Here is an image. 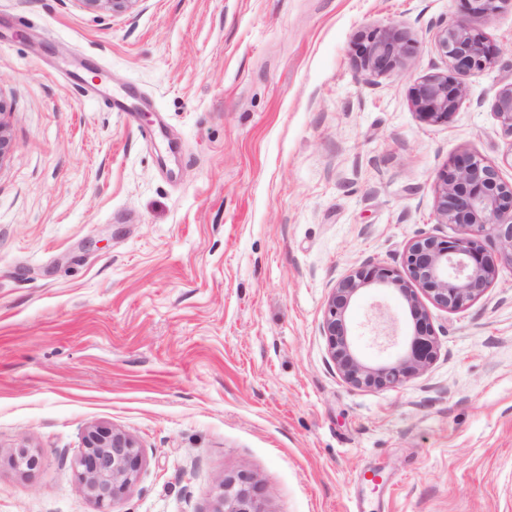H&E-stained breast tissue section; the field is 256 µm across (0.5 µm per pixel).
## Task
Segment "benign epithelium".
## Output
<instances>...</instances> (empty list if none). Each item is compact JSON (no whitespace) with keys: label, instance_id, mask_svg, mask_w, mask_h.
Returning <instances> with one entry per match:
<instances>
[{"label":"benign epithelium","instance_id":"1","mask_svg":"<svg viewBox=\"0 0 512 512\" xmlns=\"http://www.w3.org/2000/svg\"><path fill=\"white\" fill-rule=\"evenodd\" d=\"M512 0H460L462 16L438 26L435 42L447 63V72L417 80L412 103L427 122L440 124L457 111L465 98L457 76L490 65L497 49L472 21L498 13ZM91 10L122 14L137 0H80ZM410 38L397 26L375 28L353 43L357 67L370 75L395 71L408 54ZM495 114L512 135V83L500 90ZM435 212L441 224H453V236L423 235L409 241L401 263L389 266L365 260L339 280L327 299L322 333L337 372L356 388L398 387L426 371L438 355V341L430 314L422 302L459 311L481 297L498 275L499 265L512 266V182L498 168L473 153H461L438 174ZM393 288L405 301L412 331L403 352L393 361L370 365L361 360L348 323L354 298L365 288ZM17 468L32 471L42 458L22 446L9 457ZM144 455L137 441L107 425L89 428L83 448L72 462L78 484L97 507L112 512L138 481ZM210 512H269L262 487L246 471L226 477L218 485Z\"/></svg>","mask_w":512,"mask_h":512}]
</instances>
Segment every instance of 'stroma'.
Returning <instances> with one entry per match:
<instances>
[{
	"mask_svg": "<svg viewBox=\"0 0 512 512\" xmlns=\"http://www.w3.org/2000/svg\"><path fill=\"white\" fill-rule=\"evenodd\" d=\"M460 13L0 0V512H97L71 461L98 424L145 457L116 512H208L241 471L270 512H512V266L466 309L430 306L438 356L402 386L345 383L321 330L349 270L455 235L435 214L450 158L512 181L494 111L511 6L476 20L498 55L461 76L447 123L412 103L446 72L435 32ZM393 25L412 41L401 65L359 71L355 38ZM378 307L393 340L370 333ZM349 321L371 365L411 333L391 288L361 290ZM22 445L39 468L9 464Z\"/></svg>",
	"mask_w": 512,
	"mask_h": 512,
	"instance_id": "35a3bbf8",
	"label": "stroma"
}]
</instances>
